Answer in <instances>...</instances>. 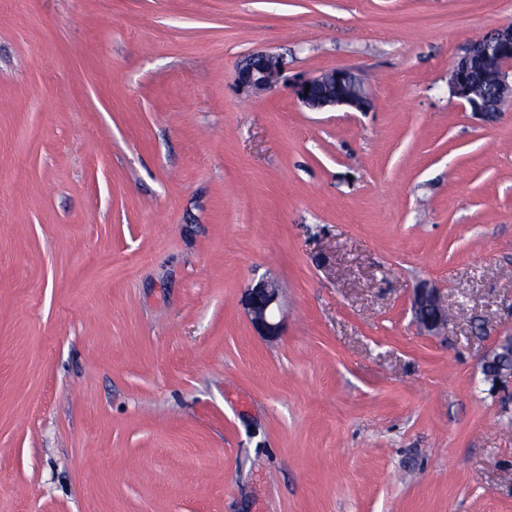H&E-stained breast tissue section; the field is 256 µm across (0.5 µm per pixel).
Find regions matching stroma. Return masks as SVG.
Returning a JSON list of instances; mask_svg holds the SVG:
<instances>
[{
  "label": "stroma",
  "mask_w": 512,
  "mask_h": 512,
  "mask_svg": "<svg viewBox=\"0 0 512 512\" xmlns=\"http://www.w3.org/2000/svg\"><path fill=\"white\" fill-rule=\"evenodd\" d=\"M511 24L512 0H0V512H512L481 370L512 331V104L448 88ZM257 52L350 69L370 110L244 92ZM281 288L272 279H261L247 293V310L253 327L261 336L274 339L280 335L282 322L277 320ZM413 312L418 327L429 334L438 333L448 321V314L442 305L438 289L428 284L417 288Z\"/></svg>",
  "instance_id": "obj_1"
}]
</instances>
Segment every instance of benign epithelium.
Wrapping results in <instances>:
<instances>
[{
  "mask_svg": "<svg viewBox=\"0 0 512 512\" xmlns=\"http://www.w3.org/2000/svg\"><path fill=\"white\" fill-rule=\"evenodd\" d=\"M286 66L273 53L259 52L247 57L238 67L236 81L247 91L274 90L284 80ZM487 78L501 95L512 92L509 73L512 72V26L508 25L476 40L454 65L449 81L450 93L467 103L472 111L487 115L490 104L478 98L472 89L468 73ZM357 85L348 68H334L311 76H301L291 83L299 102L312 111L344 107L357 112L370 109V99L363 89L350 93ZM281 288L272 279H261L248 289L247 310L253 327L260 335L274 339L280 336L282 322L277 320ZM414 320L429 334H436L447 323L448 314L439 291L428 284L417 289L413 300ZM484 379L494 387L512 388V333L498 337L482 360Z\"/></svg>",
  "mask_w": 512,
  "mask_h": 512,
  "instance_id": "benign-epithelium-1",
  "label": "benign epithelium"
}]
</instances>
